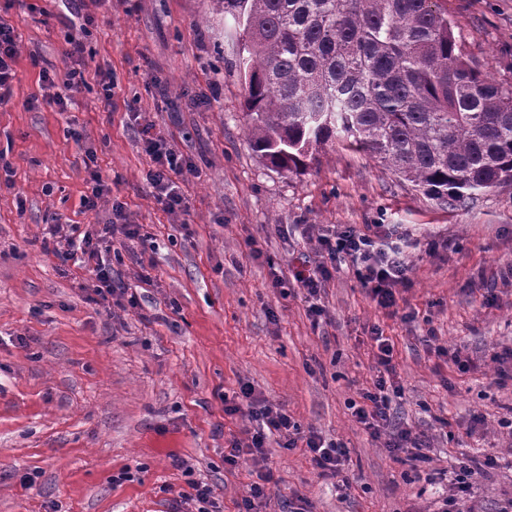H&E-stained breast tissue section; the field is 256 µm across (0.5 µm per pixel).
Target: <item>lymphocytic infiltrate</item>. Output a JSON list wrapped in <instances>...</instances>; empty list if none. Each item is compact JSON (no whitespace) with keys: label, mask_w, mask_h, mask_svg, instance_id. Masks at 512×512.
<instances>
[{"label":"lymphocytic infiltrate","mask_w":512,"mask_h":512,"mask_svg":"<svg viewBox=\"0 0 512 512\" xmlns=\"http://www.w3.org/2000/svg\"><path fill=\"white\" fill-rule=\"evenodd\" d=\"M145 147L155 163L149 178L159 200L164 201L169 212L182 211L183 198L173 180L174 175L185 171L181 156L157 132H147ZM122 218L121 211H114L102 231L85 232L77 241L53 234L43 239L42 248L61 264L76 262L93 275L92 293L96 303L124 304L133 308L137 305L135 295L120 278L113 276L112 266L105 259L107 246L115 234H122L128 240L139 236L136 225L123 223ZM317 244L321 261L315 272L303 281L309 296H316L321 280L330 276L337 261L348 257L357 264L359 278L376 303L384 309L394 306L396 286L407 281L405 256L411 246L407 236L398 234L388 224H373L364 230L353 225H332L319 228ZM373 340L378 349V375L374 388L364 393L362 402L352 403L351 409L357 422L377 438L388 422L393 399L401 395V388L394 380L393 347L389 338L378 331ZM240 394V401L225 402L224 411L230 415L247 413L252 423L243 427L240 436L232 438L224 448V461L231 466L237 465L245 455L261 458L268 437L275 434L286 437L299 432L296 423L282 408L272 404L255 407L251 387H241ZM246 403L251 406L247 412L242 409Z\"/></svg>","instance_id":"1"}]
</instances>
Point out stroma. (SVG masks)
Returning a JSON list of instances; mask_svg holds the SVG:
<instances>
[{
  "instance_id": "35a3bbf8",
  "label": "stroma",
  "mask_w": 512,
  "mask_h": 512,
  "mask_svg": "<svg viewBox=\"0 0 512 512\" xmlns=\"http://www.w3.org/2000/svg\"><path fill=\"white\" fill-rule=\"evenodd\" d=\"M463 56L512 81V0H435ZM44 13L0 0L18 36L13 95L0 105V512H195L188 482L239 512L259 469L229 466L244 418L224 401L251 385L302 434L344 444L336 476L304 442L270 443L263 512H437L460 464L498 457L458 512H498L512 497V187L444 209L362 151L338 142L288 175L248 143L240 43L210 0H44ZM88 71L112 73L49 98L42 69L63 70L67 39ZM141 113L194 168L176 176L173 214L154 196ZM80 139H73V132ZM110 192L84 211L86 149ZM139 225L115 236L112 267L134 309L89 303L88 272L41 248L54 220L99 230L113 206ZM396 224L416 240L396 303L373 300L345 259L324 281L312 319L297 273L320 260L316 227ZM281 287H274L273 278ZM394 345L403 387L391 431L410 430L429 461L393 454L354 421L350 401L377 375L373 330ZM448 356H441V349ZM459 352L467 370L450 358ZM37 472L34 487L21 477ZM129 479H122V472Z\"/></svg>"
}]
</instances>
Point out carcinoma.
<instances>
[{
    "instance_id": "1",
    "label": "carcinoma",
    "mask_w": 512,
    "mask_h": 512,
    "mask_svg": "<svg viewBox=\"0 0 512 512\" xmlns=\"http://www.w3.org/2000/svg\"><path fill=\"white\" fill-rule=\"evenodd\" d=\"M239 29L249 144L301 174L336 141L442 207L512 185V82L462 56L434 0H211Z\"/></svg>"
}]
</instances>
